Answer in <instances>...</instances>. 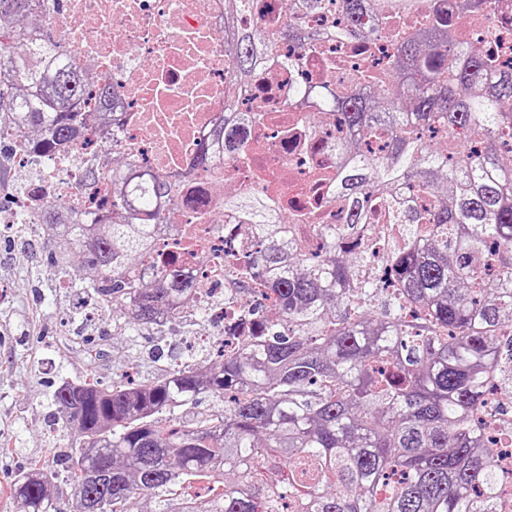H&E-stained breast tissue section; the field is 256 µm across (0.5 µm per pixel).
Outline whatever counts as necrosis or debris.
<instances>
[{
	"instance_id": "4bbe7bcc",
	"label": "necrosis or debris",
	"mask_w": 512,
	"mask_h": 512,
	"mask_svg": "<svg viewBox=\"0 0 512 512\" xmlns=\"http://www.w3.org/2000/svg\"><path fill=\"white\" fill-rule=\"evenodd\" d=\"M27 7L38 30L2 28L0 43L34 37L55 46L76 63L87 86H114L115 120L92 114L81 146L37 166L23 129L14 128L11 114L0 115V140L10 148L13 167L28 176L25 193L0 212V233H27L43 223L47 203L58 198L83 215L111 208L113 159H138L168 186L170 198L164 229L145 263H173L189 276L191 300L173 318L192 322L207 311L213 331L187 341L222 350L225 324L266 295L262 282L244 279L243 260L256 251L258 237L242 211L225 207V188L264 191L299 247L318 252L315 225L340 224L347 207L335 188L336 121L330 116L319 124L312 113L295 110L293 87H355L362 71L378 69L380 57L393 54L394 42L337 40V30L346 26L339 0L292 16L283 0H251L238 29L261 30L276 43L243 81L230 62L224 0H28ZM288 26L296 34L290 42L279 37ZM306 31L319 38L315 52L301 38ZM469 35L499 62L512 61V0L479 13ZM240 91L252 122L243 141L231 147L214 132L224 125L228 97ZM204 143L214 155L207 167L198 160ZM398 237L397 225L379 212L372 223L350 225L336 245L355 251Z\"/></svg>"
}]
</instances>
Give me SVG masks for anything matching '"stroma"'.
Wrapping results in <instances>:
<instances>
[{"mask_svg": "<svg viewBox=\"0 0 512 512\" xmlns=\"http://www.w3.org/2000/svg\"><path fill=\"white\" fill-rule=\"evenodd\" d=\"M54 259L49 237L0 240V434L19 448L0 458V481L23 458L67 446L47 423L54 385L79 380L91 368L107 385L131 367L143 381L157 374L149 359L154 331L141 329L139 350L130 352L111 312L89 315L75 291L55 287Z\"/></svg>", "mask_w": 512, "mask_h": 512, "instance_id": "1", "label": "stroma"}]
</instances>
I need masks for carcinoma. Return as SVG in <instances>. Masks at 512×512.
Returning <instances> with one entry per match:
<instances>
[{"mask_svg": "<svg viewBox=\"0 0 512 512\" xmlns=\"http://www.w3.org/2000/svg\"><path fill=\"white\" fill-rule=\"evenodd\" d=\"M26 0H0V20L28 19ZM349 27L372 41L395 25L421 24L397 41L386 79L358 92L296 88L295 103L336 115V193L347 224H369L378 196L411 244L393 253L375 284L350 286L370 252L342 251L343 228L317 229L319 255L305 256L257 194L227 206L256 221L261 246L245 271L269 283L276 317L251 310L258 332L235 350L193 356L157 345L170 369L149 383L130 374L100 387L94 374L63 381L49 421L68 448L30 458L0 488L16 512H60L59 485L74 512H499L504 475L486 433L496 389L512 391V68L466 39L461 20L422 0H341ZM259 30L231 39L233 68L256 67ZM0 114L36 134L35 153L74 141L82 108L107 103L77 65L27 40L0 44ZM165 184L139 192L129 215L65 225L57 249H83L82 290L112 302L130 331L162 327L187 287L180 270L132 275L166 201ZM382 316L371 315L375 301ZM423 309L421 324L405 303ZM224 412L190 415L204 400Z\"/></svg>", "mask_w": 512, "mask_h": 512, "instance_id": "carcinoma-1", "label": "carcinoma"}]
</instances>
